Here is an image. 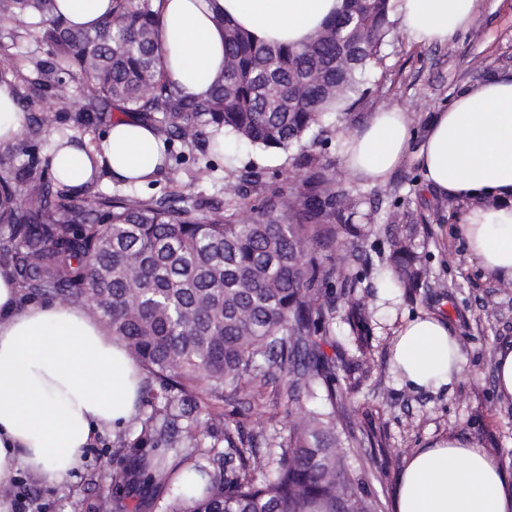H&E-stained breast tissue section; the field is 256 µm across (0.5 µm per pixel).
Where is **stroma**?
Segmentation results:
<instances>
[{
  "instance_id": "35a3bbf8",
  "label": "stroma",
  "mask_w": 512,
  "mask_h": 512,
  "mask_svg": "<svg viewBox=\"0 0 512 512\" xmlns=\"http://www.w3.org/2000/svg\"><path fill=\"white\" fill-rule=\"evenodd\" d=\"M496 74L512 75V0H482L475 24L449 44L417 46L403 35L388 41L381 49L380 64L367 76L364 96L342 118L327 117L312 148L320 159L333 163L338 180L358 193L357 223L423 224L430 232L428 251L435 272L430 288L412 303L389 284L372 280L362 299L374 311L375 365L367 373H336L340 385L349 390L355 432L365 441L351 464L371 494L379 498L383 512H393L404 457L448 434L471 436L512 468V404L500 401L494 385L495 353L512 340V282L483 279L469 262L453 234L458 206L425 188L414 158H406L385 181L366 182L348 172L344 138L362 128L374 113L399 110L410 117L409 147L417 149L435 112L463 87ZM27 110L61 112L63 134L80 139L88 148L97 145L105 131L101 125L75 123L74 108L62 107L44 88L31 89ZM168 157L177 161L179 179L165 172L149 184L124 185L105 175L98 188L107 195L140 200L179 195L201 215L223 202L225 187L235 183L240 171L250 168L259 170L262 177L251 188L249 203L275 193L300 191V171L291 151L243 145L229 136L223 154L207 157L177 144ZM202 162L211 166L212 179L197 184L189 174ZM437 308L443 309L460 342L463 371L449 386L413 390L389 366L392 331L401 320ZM267 399L264 408L226 405L224 416L250 429L268 428L269 416L285 412L287 395L272 384ZM113 438L109 430L97 435L88 457L64 485L40 483L28 469H20L25 488L43 512H97L99 500L112 495L113 477L130 465L126 457L113 455Z\"/></svg>"
}]
</instances>
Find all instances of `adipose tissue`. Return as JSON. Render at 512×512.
<instances>
[{
    "label": "adipose tissue",
    "instance_id": "1",
    "mask_svg": "<svg viewBox=\"0 0 512 512\" xmlns=\"http://www.w3.org/2000/svg\"><path fill=\"white\" fill-rule=\"evenodd\" d=\"M403 33L421 45L445 44L475 21L481 0H394ZM169 79L182 93H207L224 63V25L264 43L299 47L343 0H155ZM405 113L378 112L345 139L346 166L384 180L404 160ZM98 165L137 184L153 176L166 147L148 125L123 118L108 127ZM428 188L463 203L455 233L483 276L512 282V78L462 89L436 113L415 154ZM51 167L72 186L93 174L84 147L55 139ZM391 363L415 389L457 380L463 358L442 317L403 321ZM140 376L88 307L25 301L0 265V488L20 468L51 485L65 482L96 432L123 426L137 410ZM395 512H512V476L498 457L455 435L409 454L394 495Z\"/></svg>",
    "mask_w": 512,
    "mask_h": 512
}]
</instances>
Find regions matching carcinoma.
Wrapping results in <instances>:
<instances>
[{"mask_svg":"<svg viewBox=\"0 0 512 512\" xmlns=\"http://www.w3.org/2000/svg\"><path fill=\"white\" fill-rule=\"evenodd\" d=\"M391 0H344L340 13L302 48L263 44L224 24V66L205 96L185 95L164 69L153 0H112L93 29L74 28L56 0H0L13 37L45 49L40 80L58 90L77 78L78 117L112 122V108L136 112L168 144L219 153L224 133L265 149L299 148L297 196L251 205L240 224L223 206L203 216L175 196L144 203L65 184L33 153L0 156V263L25 300H90L144 373L137 414L118 447L171 448L177 465L149 463L143 481L168 488L160 512H380L347 458L360 442L336 388V356L347 349L336 318L362 364L372 360L364 281L382 272L409 297L428 286L426 238L391 237L389 255L362 249L379 224H354L357 199L330 165L302 149L332 112H346L380 46L398 38ZM19 70L0 68L18 107ZM60 113L32 117L27 136L58 127ZM260 179L250 171L227 188L246 204ZM351 237L361 275L349 276L323 253ZM335 355H327L323 347ZM286 382L288 409L303 425L246 432L224 420V403L261 400L271 380ZM265 442L263 453L256 443ZM273 468L270 478L257 474ZM126 485L115 478L100 512H125Z\"/></svg>","mask_w":512,"mask_h":512,"instance_id":"cac0c4a2","label":"carcinoma"}]
</instances>
